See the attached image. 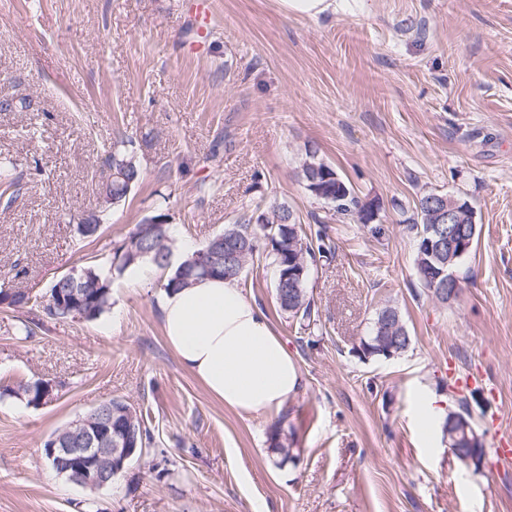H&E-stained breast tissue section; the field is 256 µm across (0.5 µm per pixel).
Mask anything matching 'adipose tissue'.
Instances as JSON below:
<instances>
[{"mask_svg": "<svg viewBox=\"0 0 512 512\" xmlns=\"http://www.w3.org/2000/svg\"><path fill=\"white\" fill-rule=\"evenodd\" d=\"M164 336L216 400L241 413L277 412L301 373L261 307L232 279H203L160 299Z\"/></svg>", "mask_w": 512, "mask_h": 512, "instance_id": "ef3b65f1", "label": "adipose tissue"}]
</instances>
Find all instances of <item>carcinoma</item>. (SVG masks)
I'll return each mask as SVG.
<instances>
[{"instance_id":"carcinoma-1","label":"carcinoma","mask_w":512,"mask_h":512,"mask_svg":"<svg viewBox=\"0 0 512 512\" xmlns=\"http://www.w3.org/2000/svg\"><path fill=\"white\" fill-rule=\"evenodd\" d=\"M102 163L112 169V188L101 194L104 202L114 207L126 201L127 196L141 179V171L133 152L128 150V141L120 138L113 142L112 151L108 152ZM300 177L305 189L317 200L328 205L338 221L350 224H371L379 219V205L372 200L362 199L352 184L345 180L336 169L320 159L317 150L310 147L305 151V159L300 165ZM0 183L3 192L8 194L7 201H12L14 193L19 191L20 176L10 169L0 168ZM431 192H425L415 201L414 211L406 219L407 229L413 235L415 245L414 268L420 285L442 304L448 300L438 295L433 287L434 271L443 268L448 261V251L433 248L426 253L424 245L433 238L428 229L438 223L436 210L430 205ZM448 204L458 207L463 216V223L477 224L475 211L468 199L460 195L446 196ZM167 215L159 213L146 218L143 223L135 225V230L126 242L114 253L113 262L117 269L125 271L145 261L166 271L161 287L182 288L197 279L218 277L222 279H240L241 272L230 273L222 268H215L204 274L197 272L187 276L193 265V256L170 268V257L174 243L173 226L166 222ZM101 227V219L93 214L78 218L75 224L76 234L81 238L95 236ZM224 242L219 243L211 237L203 249L215 257L214 263L224 258V244L228 243L241 249L242 264L258 258H264L276 271L274 296L279 309L288 316L307 325H316L318 313L314 309L308 294L311 270L321 258L330 259L334 255L330 241L321 227L305 229L303 224L285 206H274L270 211H262L255 218L246 222L237 221L224 227ZM305 268L302 279L292 278L282 281V274L294 268ZM112 272L104 271L97 265L83 267L75 276V282L64 283L56 278L46 294L28 296L27 307L40 309L46 315L68 318L66 308L59 303V296L67 290H76L85 297L86 317L92 321L99 318L112 305ZM412 340L397 307L385 304L376 312V317L369 335L360 339L358 351L363 358L381 357L387 350L400 355L411 346ZM50 382L42 379L30 381L20 386L27 404L41 405V394ZM112 425L120 424L133 429L138 438V445L147 447L153 442V433L146 426V419L131 403L124 399H111ZM270 449L281 456L282 460L295 457L294 449L288 444V434L283 426H278L270 436Z\"/></svg>"}]
</instances>
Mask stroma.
<instances>
[{
    "mask_svg": "<svg viewBox=\"0 0 512 512\" xmlns=\"http://www.w3.org/2000/svg\"><path fill=\"white\" fill-rule=\"evenodd\" d=\"M195 2L0 0V98L18 103L0 110V162L21 176L0 199V288L42 294L108 263L160 210L178 258L280 203L335 245L309 283L318 331L279 310L272 266L247 265L239 285L301 387L280 414L214 399L163 336L148 262L113 273L94 321L0 306V512H512V468L491 453L512 434V0H345L317 19L281 0H216L200 52ZM120 132L142 179L114 208L98 188ZM309 146L379 204V225L341 223L308 194ZM426 191L467 197L480 227L448 305L418 283L403 222ZM81 213L102 218L98 236L75 234ZM389 302L410 348L360 357ZM35 379L55 384L52 403L19 396ZM426 391L449 410L467 398L483 466L456 458L445 421L422 433ZM112 398L148 411L154 445L110 489L52 472L48 436ZM279 423L295 460L269 449Z\"/></svg>",
    "mask_w": 512,
    "mask_h": 512,
    "instance_id": "obj_1",
    "label": "stroma"
}]
</instances>
